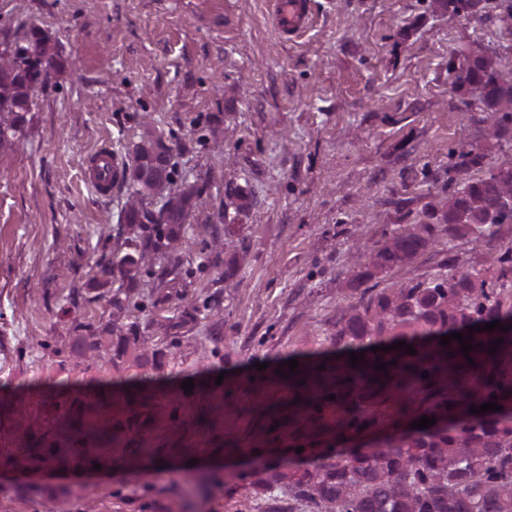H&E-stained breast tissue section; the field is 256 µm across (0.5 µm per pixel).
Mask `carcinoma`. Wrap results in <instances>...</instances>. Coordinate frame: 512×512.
Listing matches in <instances>:
<instances>
[{
	"instance_id": "obj_1",
	"label": "carcinoma",
	"mask_w": 512,
	"mask_h": 512,
	"mask_svg": "<svg viewBox=\"0 0 512 512\" xmlns=\"http://www.w3.org/2000/svg\"><path fill=\"white\" fill-rule=\"evenodd\" d=\"M429 8L434 14L488 18L512 36V0H498L490 11L487 0H429ZM14 43L15 48L0 53V151L24 136L36 92L47 84L41 71L62 66L56 46L35 26L16 33ZM448 71L457 73L458 88L469 92L484 113L486 139L498 141L512 133V76L499 70L495 51L478 43L457 49L448 57ZM484 158L477 146L450 151L442 193L424 205L427 221L400 224L372 243L355 245V261L348 268L352 301L337 315L331 344L362 350L403 341L416 354L397 350L382 359L384 371L376 369L375 356L358 359L354 368L348 357L312 362L287 380L288 390L302 395L294 415L318 418L324 408H336L334 427L318 428L316 437L377 428L378 406L389 398L395 401L397 418L443 417L447 428H412L399 438L378 436L363 451L349 448L335 454L324 448L316 454L306 448L297 454L300 463L266 465L255 472L254 495L274 487L281 495L264 499V512H512V328L469 332L495 321L512 325V239L502 238L490 259L478 266H466L450 252L440 263L443 274L373 294L362 288L372 278L411 265L445 237L468 243L470 234L485 225L500 233L512 224V162L490 168L477 180L469 177ZM114 179L127 192L121 249L96 265L89 282L92 290L107 289L108 320L93 328L73 319L67 355L80 365L104 352L117 371L137 367L159 372L165 357L181 348L180 329L198 310L188 299L191 283L181 249L183 224L203 187L178 174L173 148L150 128L128 151V161ZM147 273L151 279L145 281ZM116 282L121 286L114 289ZM148 297L156 305L175 302L177 307L144 322L131 317ZM448 331L472 336L469 356H463L456 339L441 345L439 334ZM154 336L167 341L165 348L148 346ZM495 339L502 345L491 354ZM424 371L429 378H422ZM162 397L178 401L171 389L160 395L146 391L140 410L108 429L78 422L111 407V399L103 395L64 401L56 424L42 432L14 421L21 454L12 464L37 467L60 460L59 429L75 436L68 459L76 464L117 460L133 434L150 452L152 441L141 423ZM491 401L502 410L470 412V406Z\"/></svg>"
}]
</instances>
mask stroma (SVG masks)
<instances>
[{"instance_id": "stroma-1", "label": "stroma", "mask_w": 512, "mask_h": 512, "mask_svg": "<svg viewBox=\"0 0 512 512\" xmlns=\"http://www.w3.org/2000/svg\"><path fill=\"white\" fill-rule=\"evenodd\" d=\"M309 26L280 35L268 0H0V43L21 22L56 44L63 67L38 92L24 137L0 154V400L23 398L45 426L56 402L111 386L193 380L177 418L157 409L155 452L126 448L95 472L0 464V512H256L251 472L287 464L310 428L289 420V360L330 358L358 235L420 219L459 141L483 140L482 112L448 72L458 47L491 44L512 71V37L484 19L435 15L425 0H306ZM223 90H215V82ZM224 130L216 150L214 127ZM173 148L203 194L183 232L191 280L227 277L219 312L186 325L181 357L161 372L76 366L72 319L99 325L106 297L88 290L117 250L123 188L98 197L84 162L99 146L127 158L145 129ZM252 199L229 207L232 188ZM250 245L246 263L211 262L212 237ZM488 233L443 239L373 288L438 272L447 251L485 262ZM224 341L197 365L214 327Z\"/></svg>"}]
</instances>
